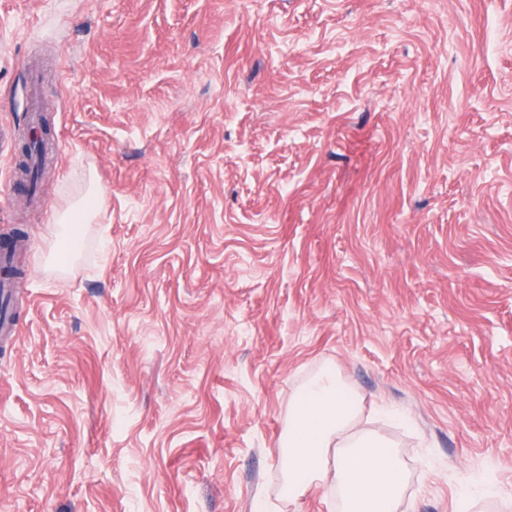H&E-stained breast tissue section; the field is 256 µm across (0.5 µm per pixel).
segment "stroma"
<instances>
[{
  "mask_svg": "<svg viewBox=\"0 0 512 512\" xmlns=\"http://www.w3.org/2000/svg\"><path fill=\"white\" fill-rule=\"evenodd\" d=\"M35 96L0 512H337L279 492L326 365L409 419L399 512L512 492V0H0V129ZM100 200L101 194L99 190L95 186L90 185L80 201L61 216L60 224L82 223L93 218L98 213ZM495 498L504 501H511V493L504 492L497 485L492 483H481L467 486L457 497L455 502V512L470 511V501L477 497Z\"/></svg>",
  "mask_w": 512,
  "mask_h": 512,
  "instance_id": "1",
  "label": "stroma"
}]
</instances>
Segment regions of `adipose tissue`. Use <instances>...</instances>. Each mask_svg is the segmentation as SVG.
Segmentation results:
<instances>
[{
  "label": "adipose tissue",
  "instance_id": "1",
  "mask_svg": "<svg viewBox=\"0 0 512 512\" xmlns=\"http://www.w3.org/2000/svg\"><path fill=\"white\" fill-rule=\"evenodd\" d=\"M362 397L326 367L298 388L281 456L289 501L331 483L341 512H397L406 465L396 444L362 427Z\"/></svg>",
  "mask_w": 512,
  "mask_h": 512
}]
</instances>
